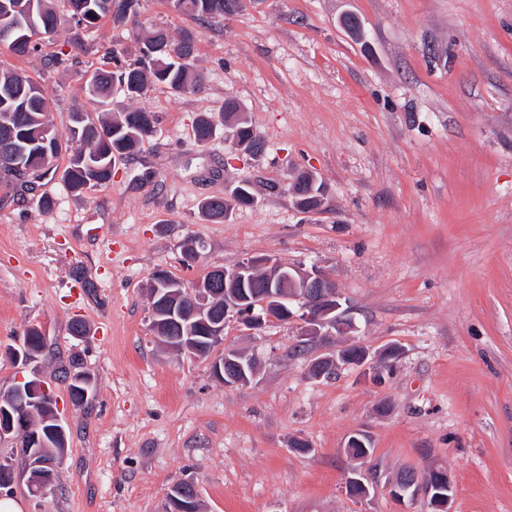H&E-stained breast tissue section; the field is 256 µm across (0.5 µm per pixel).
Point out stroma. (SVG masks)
I'll list each match as a JSON object with an SVG mask.
<instances>
[{
  "instance_id": "35a3bbf8",
  "label": "stroma",
  "mask_w": 512,
  "mask_h": 512,
  "mask_svg": "<svg viewBox=\"0 0 512 512\" xmlns=\"http://www.w3.org/2000/svg\"><path fill=\"white\" fill-rule=\"evenodd\" d=\"M359 18L362 39L341 25ZM196 37L203 89L157 86L112 117L151 112L155 133L117 163L108 185L69 194L61 179L76 142L70 113L90 115L88 74L116 46L135 55L156 29ZM68 24L0 67L42 87L67 147L37 194L0 202V397L22 376L4 357L27 328L47 336L38 367L68 425V447L44 496L27 488L14 438L0 440L9 496L23 512H162L169 488L195 484L201 512H428L399 500L398 470L444 468L451 512H512V0H240L202 24L170 0H138L126 24L101 19L73 48ZM74 53L75 68L47 60ZM235 100L264 144L251 154L223 133L200 144V114ZM301 171L325 187L305 212L288 190ZM242 180L255 194L224 223L201 201ZM204 249L184 268L187 238ZM268 255L325 272L342 294L356 341L403 354L386 385L345 366L320 380L297 322L252 334L224 328V347L254 356L252 383L228 387L206 360L163 349L151 330L148 285L163 268L193 284L213 268ZM81 318L87 335L70 334ZM96 396L73 405L56 371L71 357ZM367 433L370 494L346 495L345 446ZM309 452H296L294 439Z\"/></svg>"
}]
</instances>
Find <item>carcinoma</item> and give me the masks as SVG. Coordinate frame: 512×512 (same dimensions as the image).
Segmentation results:
<instances>
[{"mask_svg": "<svg viewBox=\"0 0 512 512\" xmlns=\"http://www.w3.org/2000/svg\"><path fill=\"white\" fill-rule=\"evenodd\" d=\"M66 6L70 23L71 44L83 46L82 35L108 16L113 24L122 25L133 13L137 0H0V28L22 17V29L17 37L0 43L17 56L38 51L34 37L55 32L60 24L58 2ZM238 0H172L180 13L207 20L231 14ZM196 36L185 33L178 41L158 30L140 50V58L128 62L126 53L114 48L106 54L107 67L92 75L87 90L91 100L104 104L117 85L127 98L144 96L151 88L163 86L174 93H198L202 89L200 75L193 66ZM224 130L232 141L244 143L262 151V144L252 133L240 106L224 101L222 109ZM154 131L151 113L132 110L121 118H113L102 110L93 118L82 107L71 112L69 135L84 145L76 151L66 168L63 181L67 190L80 195L110 183L112 168L117 160L133 153ZM216 131L211 117L203 114L195 126L198 142H209ZM62 151L50 109L41 87L30 76L12 69H0V187L9 190L16 202L25 201L27 194L40 186L52 173V161ZM291 190L296 205L305 209L315 202L323 190L322 184L298 173L293 177ZM231 201L211 197L201 202L203 220L221 224L231 204L251 205L254 195L248 183L237 184L230 192ZM269 277L264 270L250 273L244 287L234 289L241 300L254 299L267 290Z\"/></svg>", "mask_w": 512, "mask_h": 512, "instance_id": "cac0c4a2", "label": "carcinoma"}]
</instances>
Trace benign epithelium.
Masks as SVG:
<instances>
[{
  "instance_id": "1",
  "label": "benign epithelium",
  "mask_w": 512,
  "mask_h": 512,
  "mask_svg": "<svg viewBox=\"0 0 512 512\" xmlns=\"http://www.w3.org/2000/svg\"><path fill=\"white\" fill-rule=\"evenodd\" d=\"M255 266H270L279 277L288 279L289 300L296 302L298 306L297 312H288V319L300 322V336L303 337L304 342H313L323 336L329 337L348 331L349 325L342 318V314L338 313L341 308V292L320 270L314 268L309 270L302 266L286 267L264 256L249 257L234 268L224 270V288L228 289L224 302V321L234 320L249 330H257L269 320L280 319L283 308L276 303V296L273 294H267L261 301L251 305H237L232 293L229 292V289L238 287V284L244 281L245 274ZM170 281L171 277L167 272L158 270L151 284V291L153 298H161V303L168 308L167 320L177 323L180 313L176 300L180 298L181 293L171 291L166 293L165 297H160L159 285ZM189 294L194 299L193 315L205 317L208 301L213 295V279L208 277L197 281L193 289L189 290ZM8 355L14 364L28 368L36 366L41 353L33 351L29 342L20 340L16 346L8 348ZM399 356L400 349L390 345L379 352L376 358L371 356L370 352H364L355 366L360 369L364 382L380 387L392 374ZM252 363L253 359L242 353L240 359L233 361V371L230 372L220 362L213 361L211 372L226 386L246 384L250 381L246 366ZM70 383L85 387L78 399L79 403L89 404L94 400L95 387L89 375L83 374L78 377L71 375L65 380V384ZM14 394L21 399L20 403L13 402L9 406L0 407L1 439L16 436L20 440L25 438L32 444L42 443L44 436L40 432V427L33 424L28 416V413L36 407L42 412V423L48 425L47 432L60 443L67 441V426L58 410L53 407L49 389L38 377L37 370H32V377L22 376L17 380ZM31 468L32 485L35 486L36 493L43 494L50 490L55 482L54 471L42 468L40 463L32 464ZM446 482H448V476L445 471L441 468H432L411 481L394 480L389 483L388 489L390 494L398 499L407 498L414 501L419 497L423 498L430 512H448L451 496L432 493V486Z\"/></svg>"
}]
</instances>
